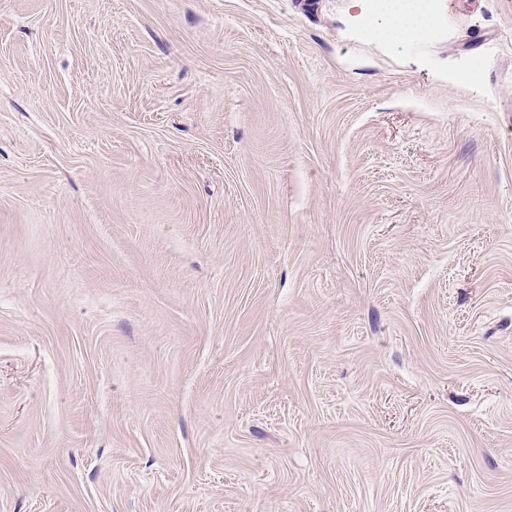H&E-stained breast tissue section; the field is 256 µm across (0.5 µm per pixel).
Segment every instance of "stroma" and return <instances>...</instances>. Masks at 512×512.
Listing matches in <instances>:
<instances>
[{"instance_id": "1", "label": "stroma", "mask_w": 512, "mask_h": 512, "mask_svg": "<svg viewBox=\"0 0 512 512\" xmlns=\"http://www.w3.org/2000/svg\"><path fill=\"white\" fill-rule=\"evenodd\" d=\"M0 0V512H512V0ZM384 5L383 11L371 18V26L380 35L391 33L408 38L410 26L428 22L424 6L410 0H392Z\"/></svg>"}]
</instances>
